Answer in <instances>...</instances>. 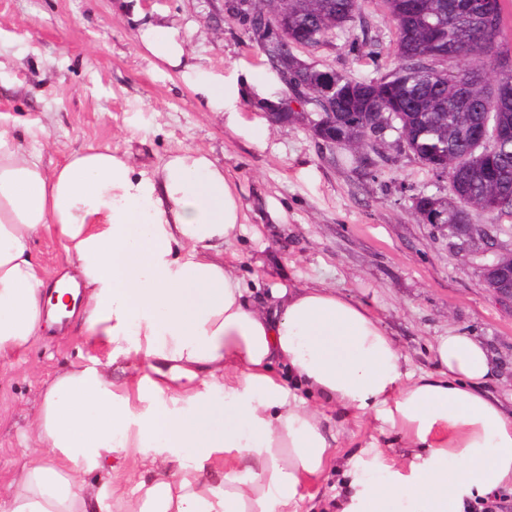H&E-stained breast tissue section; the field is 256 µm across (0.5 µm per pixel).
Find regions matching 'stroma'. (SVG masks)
<instances>
[{
    "mask_svg": "<svg viewBox=\"0 0 512 512\" xmlns=\"http://www.w3.org/2000/svg\"><path fill=\"white\" fill-rule=\"evenodd\" d=\"M232 2L0 0V114L16 130L31 129L25 147L40 149L50 166L87 146L110 147L140 168L177 149L210 152L243 203L236 271L246 286L336 289L381 321L419 373L432 371L437 337L484 339L500 366L492 392L512 398V302L486 288L462 240L418 222L414 198L450 189L398 146L396 132L360 167L305 124L268 126L249 99L239 102L242 124L233 130L177 70L146 58L140 28L167 25L185 41L189 64L227 77L263 72L270 94L286 97ZM359 3V22L298 56L355 79L394 66L393 22L380 0ZM368 35L381 42L379 59L348 50ZM263 124L266 138L253 142L252 127ZM107 355L72 326L0 361V483L26 454L21 433L44 381L71 363Z\"/></svg>",
    "mask_w": 512,
    "mask_h": 512,
    "instance_id": "35a3bbf8",
    "label": "stroma"
}]
</instances>
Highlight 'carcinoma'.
<instances>
[{"label":"carcinoma","mask_w":512,"mask_h":512,"mask_svg":"<svg viewBox=\"0 0 512 512\" xmlns=\"http://www.w3.org/2000/svg\"><path fill=\"white\" fill-rule=\"evenodd\" d=\"M396 28L397 63L376 76L354 80L337 71L336 99L324 96L327 74L288 73L278 70L289 93L302 95L318 112H338L336 131L358 143L351 152L354 163L362 162L359 149L370 145L365 131L366 112H385L392 117L399 138L425 166L446 158L448 167L458 163L467 172L459 180L463 202L448 211V223L469 219L474 207L495 215L512 217V137L495 138L487 147L473 149L471 139L481 126L512 123V105L490 114L481 110L498 83V72L486 44L504 41L507 25L505 0H498L495 23L480 24L478 13L439 14L440 0H424L430 10L427 20L407 14L401 0H381ZM359 0H291L288 13L262 24L247 19L253 29L264 28L262 51L272 67L283 56L294 57L296 48H316L328 34L343 32L359 18ZM349 52L376 59L380 41L375 37L349 44ZM454 53L448 71L435 62Z\"/></svg>","instance_id":"1"}]
</instances>
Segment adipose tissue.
Returning a JSON list of instances; mask_svg holds the SVG:
<instances>
[{
	"label": "adipose tissue",
	"mask_w": 512,
	"mask_h": 512,
	"mask_svg": "<svg viewBox=\"0 0 512 512\" xmlns=\"http://www.w3.org/2000/svg\"><path fill=\"white\" fill-rule=\"evenodd\" d=\"M139 41L228 127L243 97H268L261 74L187 64L173 28L144 26ZM243 218L204 150L140 169L88 147L50 167L0 125V360L64 316L111 350L46 382L0 512H298L334 461L332 412L373 417L387 438L346 462L344 497L322 512H465L512 486V413L488 390L483 341L438 337L435 371L418 374L334 289L274 284L251 303L234 266ZM44 231L66 261L54 287L33 258ZM380 460L385 479H366Z\"/></svg>",
	"instance_id": "ef3b65f1"
}]
</instances>
